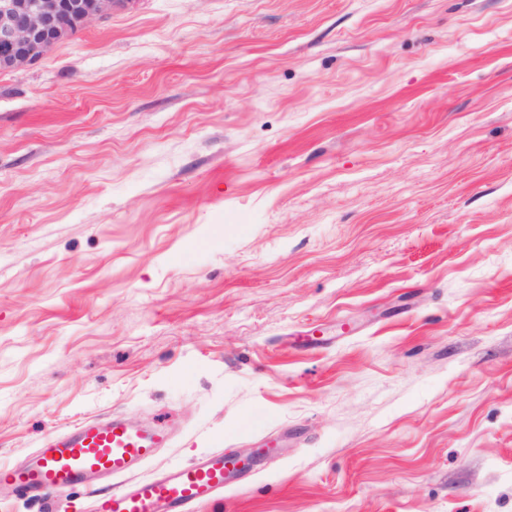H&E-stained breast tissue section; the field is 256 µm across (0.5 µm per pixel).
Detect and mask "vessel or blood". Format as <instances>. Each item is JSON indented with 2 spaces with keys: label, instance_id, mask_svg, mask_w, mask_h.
I'll return each instance as SVG.
<instances>
[{
  "label": "vessel or blood",
  "instance_id": "b4317fda",
  "mask_svg": "<svg viewBox=\"0 0 512 512\" xmlns=\"http://www.w3.org/2000/svg\"><path fill=\"white\" fill-rule=\"evenodd\" d=\"M168 443L162 427L138 428L118 417L85 420L43 439L25 464L0 465V488L41 499L43 512H60L65 490L129 477L132 485L97 490L94 512H196L235 479L239 462L221 451L158 477L133 479Z\"/></svg>",
  "mask_w": 512,
  "mask_h": 512
}]
</instances>
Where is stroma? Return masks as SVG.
<instances>
[{
  "instance_id": "stroma-1",
  "label": "stroma",
  "mask_w": 512,
  "mask_h": 512,
  "mask_svg": "<svg viewBox=\"0 0 512 512\" xmlns=\"http://www.w3.org/2000/svg\"><path fill=\"white\" fill-rule=\"evenodd\" d=\"M113 415L198 512H512V0H131L0 72V463Z\"/></svg>"
}]
</instances>
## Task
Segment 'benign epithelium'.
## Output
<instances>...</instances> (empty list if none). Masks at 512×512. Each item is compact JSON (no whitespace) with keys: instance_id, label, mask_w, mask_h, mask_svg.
Segmentation results:
<instances>
[{"instance_id":"7a95c632","label":"benign epithelium","mask_w":512,"mask_h":512,"mask_svg":"<svg viewBox=\"0 0 512 512\" xmlns=\"http://www.w3.org/2000/svg\"><path fill=\"white\" fill-rule=\"evenodd\" d=\"M127 5L128 0H0V70L40 60L54 45Z\"/></svg>"}]
</instances>
